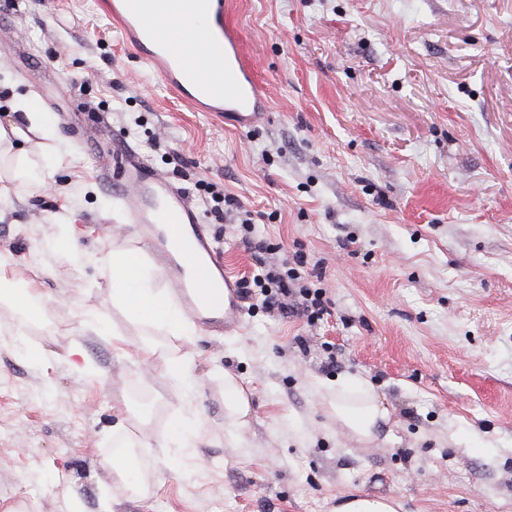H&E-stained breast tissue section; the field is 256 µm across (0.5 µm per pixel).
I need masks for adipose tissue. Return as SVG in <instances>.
Returning <instances> with one entry per match:
<instances>
[{"mask_svg":"<svg viewBox=\"0 0 512 512\" xmlns=\"http://www.w3.org/2000/svg\"><path fill=\"white\" fill-rule=\"evenodd\" d=\"M11 110L14 121L0 125V197L16 187L37 185L49 188L54 171L74 156L73 147L58 138L50 118L34 95L14 94ZM37 132L44 138L40 159L17 148L16 139ZM112 287V305L133 324L175 336L193 335L195 328L182 310L155 282V272L146 256L123 248L113 249L99 260ZM326 405L347 432L360 440L375 438L389 412L373 387L356 376L336 382V394Z\"/></svg>","mask_w":512,"mask_h":512,"instance_id":"obj_1","label":"adipose tissue"}]
</instances>
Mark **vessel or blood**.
<instances>
[{"label":"vessel or blood","mask_w":512,"mask_h":512,"mask_svg":"<svg viewBox=\"0 0 512 512\" xmlns=\"http://www.w3.org/2000/svg\"><path fill=\"white\" fill-rule=\"evenodd\" d=\"M230 0H107L106 12L131 51L144 59L162 84L197 112H231L240 126L254 125L267 99L241 38L230 25ZM208 23L206 55L174 50L173 31L193 17ZM116 202L130 223L141 225L149 248L185 312L208 331L240 323L241 290L224 268L215 239L186 192L151 171L134 151L120 156Z\"/></svg>","instance_id":"1"}]
</instances>
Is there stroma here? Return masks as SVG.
I'll use <instances>...</instances> for the list:
<instances>
[{"label":"stroma","mask_w":512,"mask_h":512,"mask_svg":"<svg viewBox=\"0 0 512 512\" xmlns=\"http://www.w3.org/2000/svg\"><path fill=\"white\" fill-rule=\"evenodd\" d=\"M232 2L268 101L250 128L169 94L101 0H0V70L74 147L54 195L15 189L0 207L6 274L46 300L23 329L0 303V512H334L346 492L512 512V0ZM116 143L188 191L240 281L288 251L316 263L329 314L310 325L248 298L239 327L154 334L143 363V330L98 267H39L71 234L89 254L137 249L112 195ZM217 193L250 210L251 243L211 216ZM67 203L70 229L52 219ZM228 374L251 401L233 436ZM348 374L390 411L372 441L338 432L312 388ZM178 416L196 447L136 446ZM116 445L134 484L112 472Z\"/></svg>","instance_id":"obj_1"}]
</instances>
